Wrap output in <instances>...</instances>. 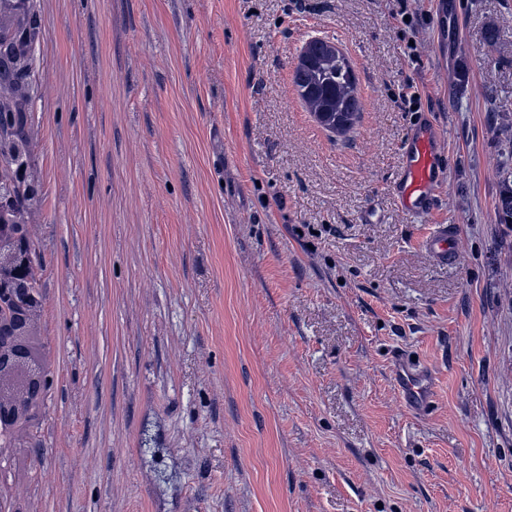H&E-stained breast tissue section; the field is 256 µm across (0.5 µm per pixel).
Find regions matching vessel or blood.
<instances>
[{
    "label": "vessel or blood",
    "mask_w": 512,
    "mask_h": 512,
    "mask_svg": "<svg viewBox=\"0 0 512 512\" xmlns=\"http://www.w3.org/2000/svg\"><path fill=\"white\" fill-rule=\"evenodd\" d=\"M442 133L434 121L415 125L404 144L403 166L394 183L402 210L409 213L429 211L442 179L438 145ZM456 231L441 224L423 241L425 251L438 263L456 259ZM396 381L405 403L413 411L426 410L433 396L432 380L423 370L406 359H398Z\"/></svg>",
    "instance_id": "obj_1"
}]
</instances>
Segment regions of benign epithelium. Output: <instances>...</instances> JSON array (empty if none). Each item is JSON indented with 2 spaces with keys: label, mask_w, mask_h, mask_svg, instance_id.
<instances>
[{
  "label": "benign epithelium",
  "mask_w": 512,
  "mask_h": 512,
  "mask_svg": "<svg viewBox=\"0 0 512 512\" xmlns=\"http://www.w3.org/2000/svg\"><path fill=\"white\" fill-rule=\"evenodd\" d=\"M0 267L13 276L0 278V307H8L7 318L0 320V433L13 430L15 418L22 414L26 400L45 392L52 384L49 372L34 365L24 341L40 327L44 311L27 283L38 269L27 245L0 236Z\"/></svg>",
  "instance_id": "1"
}]
</instances>
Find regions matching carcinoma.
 I'll return each instance as SVG.
<instances>
[{
	"label": "carcinoma",
	"instance_id": "cac0c4a2",
	"mask_svg": "<svg viewBox=\"0 0 512 512\" xmlns=\"http://www.w3.org/2000/svg\"><path fill=\"white\" fill-rule=\"evenodd\" d=\"M17 0H0V14L8 23L0 24V88L28 100L33 53L39 39L37 21L30 17L24 25L15 23L11 14L17 11ZM296 90L312 113L326 112L327 123L335 134L344 135L356 125L360 113L357 77L349 58L337 46L323 40H311L303 49L302 60L294 70ZM34 143L29 132V113L0 112V184H10L0 194V233L19 235L37 196V189L25 172ZM502 184L498 216L512 223V146L502 153Z\"/></svg>",
	"mask_w": 512,
	"mask_h": 512
}]
</instances>
